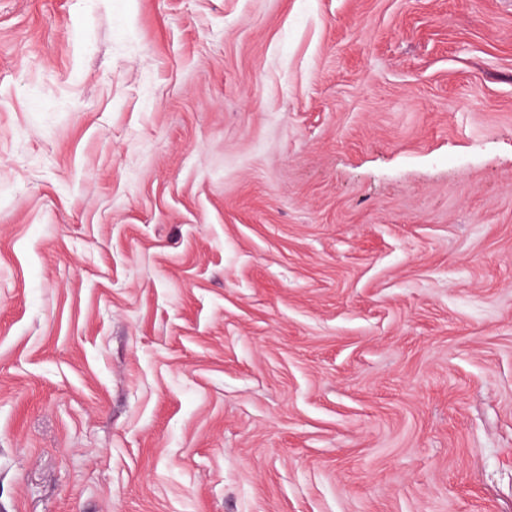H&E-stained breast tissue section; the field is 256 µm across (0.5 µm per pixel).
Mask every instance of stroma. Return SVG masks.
Wrapping results in <instances>:
<instances>
[{
    "label": "stroma",
    "instance_id": "obj_1",
    "mask_svg": "<svg viewBox=\"0 0 512 512\" xmlns=\"http://www.w3.org/2000/svg\"><path fill=\"white\" fill-rule=\"evenodd\" d=\"M0 512H512V0H0Z\"/></svg>",
    "mask_w": 512,
    "mask_h": 512
}]
</instances>
